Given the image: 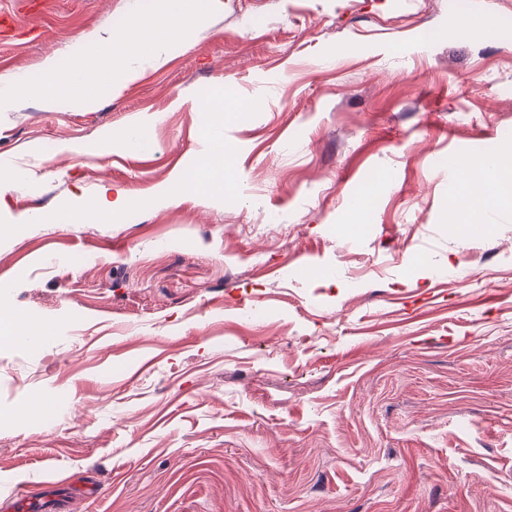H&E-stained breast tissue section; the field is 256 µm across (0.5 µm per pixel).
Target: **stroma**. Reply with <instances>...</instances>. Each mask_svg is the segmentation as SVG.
I'll use <instances>...</instances> for the list:
<instances>
[{
  "mask_svg": "<svg viewBox=\"0 0 512 512\" xmlns=\"http://www.w3.org/2000/svg\"><path fill=\"white\" fill-rule=\"evenodd\" d=\"M151 3L0 0V74L25 85ZM504 18L223 0L93 108L0 109V313L38 335L0 343V507L512 512V209L449 221L463 163L512 144ZM221 89L223 200L40 223L102 186L154 195L209 152L195 103Z\"/></svg>",
  "mask_w": 512,
  "mask_h": 512,
  "instance_id": "stroma-1",
  "label": "stroma"
}]
</instances>
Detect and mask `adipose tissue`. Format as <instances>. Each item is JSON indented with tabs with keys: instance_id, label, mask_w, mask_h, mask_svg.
<instances>
[{
	"instance_id": "adipose-tissue-1",
	"label": "adipose tissue",
	"mask_w": 512,
	"mask_h": 512,
	"mask_svg": "<svg viewBox=\"0 0 512 512\" xmlns=\"http://www.w3.org/2000/svg\"><path fill=\"white\" fill-rule=\"evenodd\" d=\"M221 0H210L207 9H199L193 0H159L158 6L141 13L124 30L108 31L96 38L88 54L62 68L55 58L42 65L41 78L22 86L21 95L37 98L51 107L63 101L92 106L111 96L137 75V60L159 55L182 43L201 27L208 12L219 9ZM230 170L231 156L206 153L180 171L172 184L157 191L155 202L169 206L191 190L214 191L213 168ZM470 203L488 211L512 208V183H503L501 174L512 173V147L503 148L496 158L464 164Z\"/></svg>"
}]
</instances>
